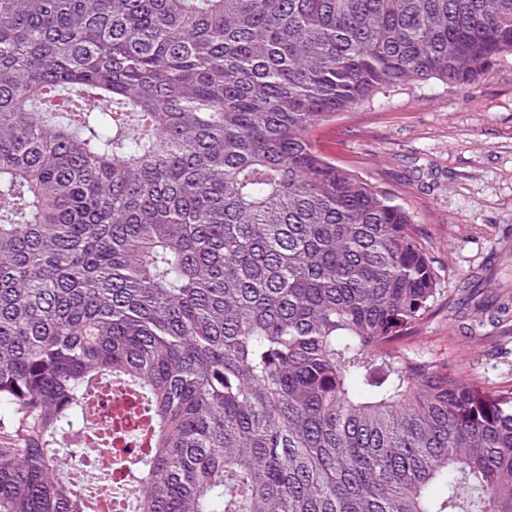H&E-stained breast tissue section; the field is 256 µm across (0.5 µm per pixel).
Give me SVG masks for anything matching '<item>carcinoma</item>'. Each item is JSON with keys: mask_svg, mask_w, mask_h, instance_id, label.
<instances>
[{"mask_svg": "<svg viewBox=\"0 0 512 512\" xmlns=\"http://www.w3.org/2000/svg\"><path fill=\"white\" fill-rule=\"evenodd\" d=\"M508 53L512 0H0V512H77L120 377L136 512H512V389L397 346L413 216L310 138Z\"/></svg>", "mask_w": 512, "mask_h": 512, "instance_id": "1", "label": "carcinoma"}]
</instances>
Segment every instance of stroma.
<instances>
[{"instance_id": "1", "label": "stroma", "mask_w": 512, "mask_h": 512, "mask_svg": "<svg viewBox=\"0 0 512 512\" xmlns=\"http://www.w3.org/2000/svg\"><path fill=\"white\" fill-rule=\"evenodd\" d=\"M312 141L415 219L438 292L406 350L512 389V55L466 88L432 79L388 89Z\"/></svg>"}]
</instances>
